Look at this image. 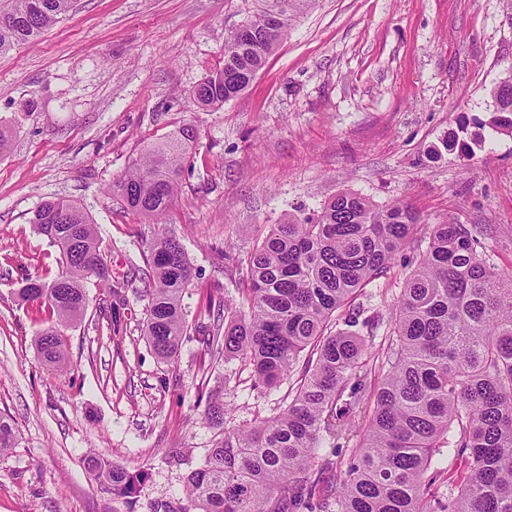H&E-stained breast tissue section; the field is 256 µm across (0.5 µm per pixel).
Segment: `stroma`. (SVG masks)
Listing matches in <instances>:
<instances>
[{"label":"stroma","mask_w":512,"mask_h":512,"mask_svg":"<svg viewBox=\"0 0 512 512\" xmlns=\"http://www.w3.org/2000/svg\"><path fill=\"white\" fill-rule=\"evenodd\" d=\"M251 0H75L38 39L0 55V416L20 444L0 458V512H161L217 436L204 422L216 393L235 423L270 415L240 358L185 340L175 362L141 333L147 245L157 229L191 266L190 325L213 324L241 300V261L261 227L314 216L349 190L436 224H488L486 255L512 270V133L491 130L494 91L512 66V11L503 0H317L249 88L218 109L192 99L224 63V40ZM192 127L182 188L160 225L132 212L112 183L146 143ZM76 202L126 302L108 329V291L89 288L66 328L67 363L45 366L36 340L47 311L20 302L26 280L51 281L58 250L31 218L45 200ZM417 256L402 251L362 302L386 325ZM144 473L114 495L88 454Z\"/></svg>","instance_id":"stroma-1"}]
</instances>
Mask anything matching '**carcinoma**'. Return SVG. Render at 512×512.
<instances>
[{
  "label": "carcinoma",
  "mask_w": 512,
  "mask_h": 512,
  "mask_svg": "<svg viewBox=\"0 0 512 512\" xmlns=\"http://www.w3.org/2000/svg\"><path fill=\"white\" fill-rule=\"evenodd\" d=\"M315 0H254L243 22L250 38L224 40V66L193 90L202 108L242 94L276 52L292 22ZM73 0H0V55L37 39ZM281 29L268 35L273 13ZM495 130L512 129V68L495 92ZM193 135L182 128L143 147L113 191L152 223L179 195ZM420 216L407 204L379 206L351 192L323 204L313 218L288 215L267 224L247 255L242 302L227 324L189 328L182 301L191 281L183 245L165 233L148 245L152 288L143 336L162 361L174 360L191 333L224 356L248 363L253 389L266 395L290 377L302 353L308 366L267 417L224 427V399L214 398L209 423L222 429L204 463L185 478L186 503L164 512H512V272L490 263L482 240L492 227L436 224L406 275L398 313L380 366L370 365L365 339L375 331L357 297L388 274L412 240ZM31 223L57 247L61 272L17 297L44 305L54 321L37 339L42 362L65 364L61 327L89 305L86 283L114 296L121 282L102 257L94 223L75 203L42 202ZM345 319V329L332 330ZM382 371L380 381L369 376ZM371 411L346 467L323 454L331 421ZM17 445L0 417V457ZM112 493L129 496L140 477L120 464L88 458ZM448 474V492L434 488Z\"/></svg>",
  "instance_id": "cac0c4a2"
}]
</instances>
